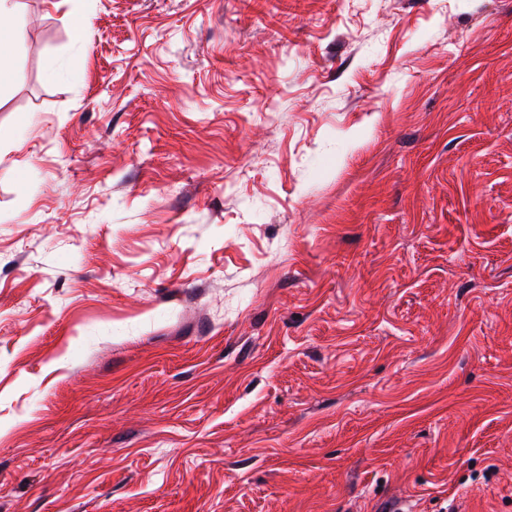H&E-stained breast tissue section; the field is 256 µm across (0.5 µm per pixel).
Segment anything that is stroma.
I'll list each match as a JSON object with an SVG mask.
<instances>
[{
    "label": "stroma",
    "mask_w": 512,
    "mask_h": 512,
    "mask_svg": "<svg viewBox=\"0 0 512 512\" xmlns=\"http://www.w3.org/2000/svg\"><path fill=\"white\" fill-rule=\"evenodd\" d=\"M13 2L0 512H512V0Z\"/></svg>",
    "instance_id": "obj_1"
}]
</instances>
